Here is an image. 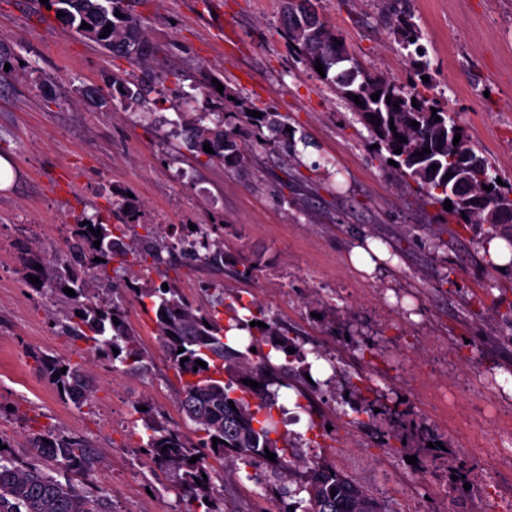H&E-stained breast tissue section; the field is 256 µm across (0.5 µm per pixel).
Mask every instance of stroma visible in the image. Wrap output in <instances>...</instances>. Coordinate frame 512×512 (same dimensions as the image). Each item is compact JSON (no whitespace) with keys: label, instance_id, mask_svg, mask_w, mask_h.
Masks as SVG:
<instances>
[{"label":"stroma","instance_id":"obj_1","mask_svg":"<svg viewBox=\"0 0 512 512\" xmlns=\"http://www.w3.org/2000/svg\"><path fill=\"white\" fill-rule=\"evenodd\" d=\"M402 5L420 29L433 78L429 92L477 142L512 190V0H318L320 18L342 36L362 68L408 77L407 52L386 24ZM283 0H126L156 48L146 66L80 37L40 0H0V50L18 59L0 75V157L14 171L0 189V437L28 457L34 434L85 439L97 463L80 473L58 462L47 472L90 488L112 512H181L179 480L151 467L141 450L142 404L193 435L178 407L181 390L135 299L127 317L150 355L140 373L66 336L67 311L31 283L27 258L69 262L73 224L129 192L142 226L169 231L209 224L234 263L216 270L186 260L151 272L195 304L212 299L199 281L256 303L320 347L336 376L312 375V403L290 426L304 454L329 460L389 512H512V267L482 259L487 227L448 218L442 204L402 178L374 150L354 109L320 78L289 39ZM160 78L169 109L144 115L114 106L112 76ZM206 74L254 109H270L304 134L309 150L289 154L269 129L241 123L242 167L195 159L174 121L182 99ZM384 243V268L367 277L346 255L359 237ZM256 264L244 281L236 264ZM80 363L94 393L77 407L39 368L38 357ZM399 406L398 427L356 413L350 384ZM331 430L310 442V422ZM427 427L442 447L417 438ZM390 436L383 444L381 436ZM467 476L468 488L451 483ZM219 501L235 512H265L270 477L225 468Z\"/></svg>","mask_w":512,"mask_h":512}]
</instances>
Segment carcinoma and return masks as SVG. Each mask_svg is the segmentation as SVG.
<instances>
[{"instance_id": "cac0c4a2", "label": "carcinoma", "mask_w": 512, "mask_h": 512, "mask_svg": "<svg viewBox=\"0 0 512 512\" xmlns=\"http://www.w3.org/2000/svg\"><path fill=\"white\" fill-rule=\"evenodd\" d=\"M56 10L64 13L81 37L117 52L128 60L142 63L153 55L154 48L142 34L138 19L124 7L125 0H48ZM310 0H288V36L312 67L323 65V80L334 87L360 116L371 132L378 149L385 150L389 159L398 163L396 170L404 178L417 182L428 198L438 202L451 201V213L467 216L482 224L508 199L493 165L480 154L478 146L457 124L448 112L439 108L432 112L433 103L425 94L429 83L421 80L427 74L426 48L422 34L411 17L398 11L392 23L398 42L410 50L412 79L403 84L383 75L362 70L357 65L344 67L350 56L336 57V41L340 37L331 30L308 6ZM123 17H118L115 12ZM89 28H81L82 23ZM109 32H104L106 25ZM112 84L116 98L124 109L161 107L167 97L159 87L138 83L122 75H115ZM206 97L202 110L190 118V137L187 149L195 157L207 161L220 160L227 166H236L244 159V148L238 139V122L247 119L266 126L290 146L296 145V131L288 132V123L271 110L255 118L243 109L224 111L228 91L220 92L212 79L204 77L197 82ZM379 93L374 101L371 95ZM358 96L357 105L352 96ZM391 102H386V97ZM398 106H393V103ZM380 118L379 124L371 117ZM440 120H435V117ZM418 122L413 127L411 122ZM396 130H391V127ZM458 144H453L456 134ZM401 135L400 142L395 135ZM209 145L213 153L203 150ZM402 148L397 154L395 150ZM430 152L418 156L423 149ZM492 190L482 189V185ZM115 205L124 210L125 220L112 223V211L97 212L88 225H73L68 248L75 265L58 270L44 282L68 306L67 323L63 331L76 340L90 345L98 353L120 362L131 370H145L146 350L138 334L130 325L125 308L114 297L92 291V284L105 282L110 292L112 276L107 266L112 261L121 265L142 264L152 259L151 268L166 263L163 253L179 251L191 261L207 267H222L227 262L224 238L210 236L208 225L197 224L180 233L162 236L146 235L137 240L126 230L140 224V205L127 194H120ZM100 230L96 237L87 226ZM101 240L99 246L94 241ZM102 261L96 262L94 258ZM69 287L76 296L63 291ZM130 292L152 313L155 332L171 368L182 383L179 406L182 413L195 425L197 442L189 441L177 429L153 420L144 422L146 446L151 462L181 473L180 489L185 504L183 512H220L216 507L214 480L220 477L225 464L235 469L255 468L260 463L272 467V507L266 512H387L379 501L338 470L329 461L309 462L298 454L293 438L276 427L274 411L280 389L289 387V380L300 379L311 372L315 360L326 354L313 348L306 350L296 337L288 335L277 320L268 318L261 308H252L253 302L241 295L232 297L225 305L231 312L222 322L221 311L193 305L173 285L163 289L152 280L136 286L126 285ZM83 313L79 317L76 312ZM119 324H114L113 319ZM261 321L265 326H250ZM183 352H178L179 348ZM256 352H251V349ZM294 353H289L288 349ZM118 354H113V350ZM201 360L207 367L196 366ZM42 371L59 393L82 407L90 402V386L82 365L69 360L52 359L41 363ZM66 372H61V368ZM249 379L259 383L252 388L243 384ZM358 394L354 411L374 417L378 400ZM235 408H230V405ZM218 443H213L212 438ZM276 454L269 462L266 452ZM197 461L189 463L191 457ZM59 460L72 470L88 471L93 457L86 443L76 437L45 434L36 438L32 456L19 458L0 450V512H112L109 502L72 484L62 483L46 472L42 462ZM306 469L305 480L297 488H290L297 470ZM207 480H202V476ZM201 484H196V480Z\"/></svg>"}]
</instances>
